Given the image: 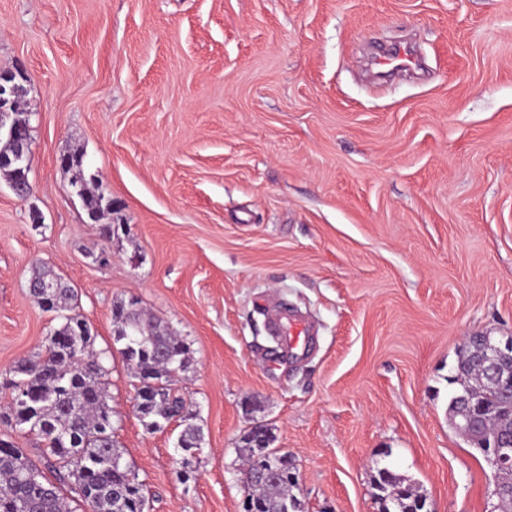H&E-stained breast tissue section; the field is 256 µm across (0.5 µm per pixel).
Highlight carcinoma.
Returning <instances> with one entry per match:
<instances>
[{
    "instance_id": "cac0c4a2",
    "label": "carcinoma",
    "mask_w": 512,
    "mask_h": 512,
    "mask_svg": "<svg viewBox=\"0 0 512 512\" xmlns=\"http://www.w3.org/2000/svg\"><path fill=\"white\" fill-rule=\"evenodd\" d=\"M0 175L15 195L27 197L24 186L29 177L17 176L13 167L4 164ZM80 191L90 219L97 221L112 209V201L92 193L87 182H82ZM42 281L54 287H33L29 294L43 309L66 315L46 339L44 350L15 367L18 379L9 382L11 401L0 407V512H73L63 493L68 484L74 486L87 512H144L145 486L123 461L113 439L105 380L108 356L94 349L92 336L77 335L82 319L73 312V289L45 269L34 271L28 283ZM114 342L121 344L118 353L137 380L135 397L141 401L139 418L146 429L154 431L177 420L183 426L179 447L185 451L201 447L200 429L190 423L186 403L173 388L189 362L181 337L137 306L131 322L114 336ZM454 380L462 391H471L492 419L487 446L478 448L490 458L498 429L512 414V406L502 400L495 386L474 372L458 369ZM16 428L27 429L43 443L45 467L32 462L12 440ZM272 442L264 425L251 428L244 436L240 450L247 464L244 474L265 469L271 475L266 482L244 484L245 493L257 512H299L292 495L295 482L286 477V467L271 448ZM117 459L121 460L119 466ZM376 486L395 512L427 510L426 498L386 468L378 470Z\"/></svg>"
}]
</instances>
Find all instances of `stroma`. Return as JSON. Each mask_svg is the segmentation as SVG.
Masks as SVG:
<instances>
[{
    "mask_svg": "<svg viewBox=\"0 0 512 512\" xmlns=\"http://www.w3.org/2000/svg\"><path fill=\"white\" fill-rule=\"evenodd\" d=\"M403 40L423 73L371 79L373 46ZM1 71L26 91L32 192L0 180V406L56 325L27 288L42 266L113 354L114 438L150 512H244L258 423L301 512H381L383 467L433 512H491L448 405L464 336L512 337V0H0ZM132 297L188 347L201 449L133 408L113 342ZM280 306L312 326L297 347ZM69 156L70 157L64 159L67 167L78 164L82 167L83 181L80 186L81 198L83 199L84 206L87 209L90 219L97 221L105 211L112 210V200L105 201L102 195H96L89 190L87 182L85 181L82 156L76 153L70 154Z\"/></svg>",
    "mask_w": 512,
    "mask_h": 512,
    "instance_id": "stroma-1",
    "label": "stroma"
}]
</instances>
